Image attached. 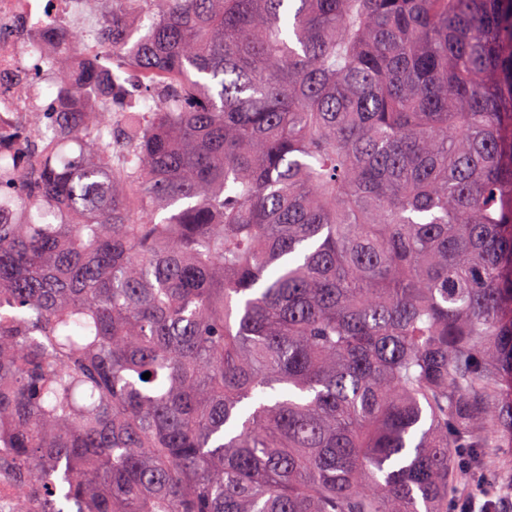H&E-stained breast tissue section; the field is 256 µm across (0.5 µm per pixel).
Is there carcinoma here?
<instances>
[{"label":"carcinoma","mask_w":512,"mask_h":512,"mask_svg":"<svg viewBox=\"0 0 512 512\" xmlns=\"http://www.w3.org/2000/svg\"><path fill=\"white\" fill-rule=\"evenodd\" d=\"M87 2L83 147L8 161L0 512L512 484V0Z\"/></svg>","instance_id":"cac0c4a2"}]
</instances>
